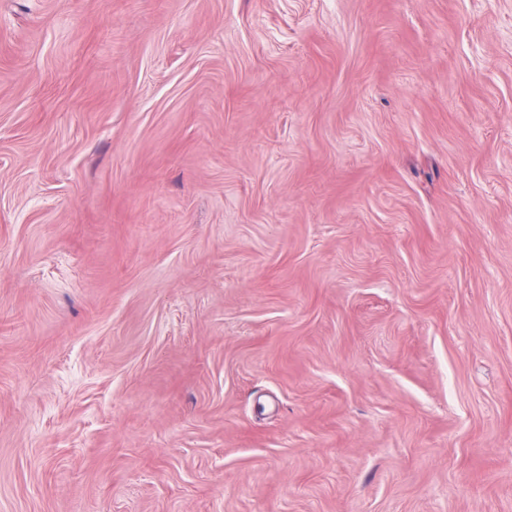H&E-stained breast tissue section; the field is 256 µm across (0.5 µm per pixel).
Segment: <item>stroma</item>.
<instances>
[{
  "label": "stroma",
  "instance_id": "obj_1",
  "mask_svg": "<svg viewBox=\"0 0 512 512\" xmlns=\"http://www.w3.org/2000/svg\"><path fill=\"white\" fill-rule=\"evenodd\" d=\"M0 512H512V0H0Z\"/></svg>",
  "mask_w": 512,
  "mask_h": 512
}]
</instances>
